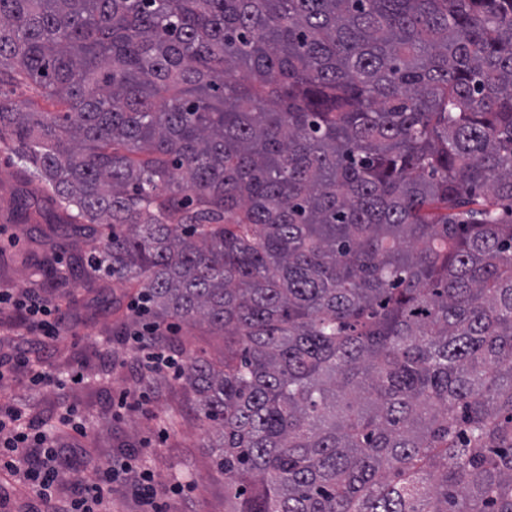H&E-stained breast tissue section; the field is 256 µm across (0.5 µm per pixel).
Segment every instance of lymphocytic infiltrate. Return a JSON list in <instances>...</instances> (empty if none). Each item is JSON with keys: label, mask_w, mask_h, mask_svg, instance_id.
<instances>
[{"label": "lymphocytic infiltrate", "mask_w": 512, "mask_h": 512, "mask_svg": "<svg viewBox=\"0 0 512 512\" xmlns=\"http://www.w3.org/2000/svg\"><path fill=\"white\" fill-rule=\"evenodd\" d=\"M0 313L15 319L26 332L15 344L8 360H0V382L15 369L27 371L31 389L40 390L67 382H83V374H54L41 366L35 355L62 335L67 316L38 289L26 288L20 293L0 290ZM167 339L165 328L151 323L127 330L126 346L135 352L141 368L154 375L177 377L181 365L163 350ZM64 449L52 434L36 427L26 411L18 406L0 407V470L20 476L34 502L29 512H105L117 485H127L142 503L145 512H162L155 477L146 461L129 456L108 460L93 469L91 480H78L73 493L58 494L60 471L58 462Z\"/></svg>", "instance_id": "f902f5d3"}]
</instances>
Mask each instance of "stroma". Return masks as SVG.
<instances>
[{
    "instance_id": "obj_1",
    "label": "stroma",
    "mask_w": 512,
    "mask_h": 512,
    "mask_svg": "<svg viewBox=\"0 0 512 512\" xmlns=\"http://www.w3.org/2000/svg\"><path fill=\"white\" fill-rule=\"evenodd\" d=\"M22 198L46 213L59 211L56 201L23 171L14 149L0 143V230L15 237L14 245L0 252V271L7 272L10 285L16 289L27 287L31 271L15 265L14 259L28 252L43 232H51L64 268L69 267L75 249L88 253L95 247L91 241L78 243L72 227L66 224L51 228L44 223H16L13 214ZM74 275L79 286L71 293L63 295L49 287L43 290L47 298L68 305L73 317L64 339L43 352L41 360L57 370H83L93 375V382L36 392L28 387L25 372L19 370L0 386V397L26 408L39 425L57 424L73 406L92 422L108 418V428H99L95 436L73 442L61 466L64 478L73 481L85 476L95 462L136 454L145 457L160 483L180 476L191 480V491L168 499L167 512H224V477L209 467L208 438L198 419L192 391L181 383L153 385L136 372L131 357L117 341L122 325L134 319L128 303L136 295V288L114 289L120 305L114 311L98 300L93 277L86 269L75 270ZM171 342L175 350L186 355L194 353L213 361L224 357L223 337L210 335L190 322L179 324ZM123 390L148 393L140 412L113 415L111 397Z\"/></svg>"
}]
</instances>
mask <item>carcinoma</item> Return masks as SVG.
Wrapping results in <instances>:
<instances>
[{"label":"carcinoma","instance_id":"1","mask_svg":"<svg viewBox=\"0 0 512 512\" xmlns=\"http://www.w3.org/2000/svg\"><path fill=\"white\" fill-rule=\"evenodd\" d=\"M28 81L59 220L224 337V512H512V0H0Z\"/></svg>","mask_w":512,"mask_h":512}]
</instances>
